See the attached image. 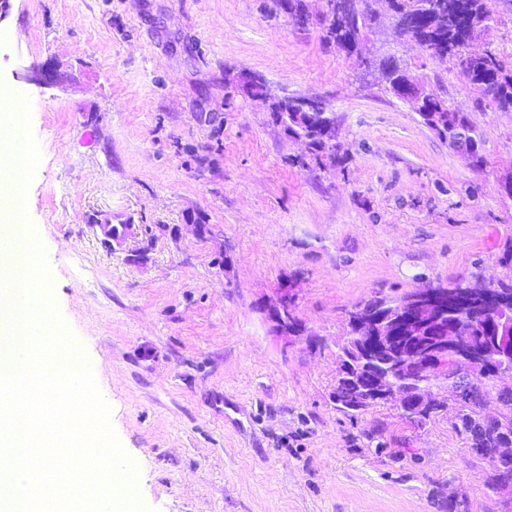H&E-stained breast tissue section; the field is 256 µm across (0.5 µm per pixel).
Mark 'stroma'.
I'll use <instances>...</instances> for the list:
<instances>
[{
    "instance_id": "obj_1",
    "label": "stroma",
    "mask_w": 512,
    "mask_h": 512,
    "mask_svg": "<svg viewBox=\"0 0 512 512\" xmlns=\"http://www.w3.org/2000/svg\"><path fill=\"white\" fill-rule=\"evenodd\" d=\"M484 2L473 49L511 58L512 0ZM0 32V84L37 101L26 213L52 300L147 512H512L448 414L353 420L333 400L356 305L512 277V112L392 22L365 41L440 79L484 136L474 167L273 0H12ZM46 64L62 83L26 80ZM254 75L329 101L345 169L285 165L303 144L228 85ZM105 208L135 218L121 250L94 235ZM285 283L299 336L268 316Z\"/></svg>"
}]
</instances>
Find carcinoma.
<instances>
[{
	"label": "carcinoma",
	"instance_id": "1",
	"mask_svg": "<svg viewBox=\"0 0 512 512\" xmlns=\"http://www.w3.org/2000/svg\"><path fill=\"white\" fill-rule=\"evenodd\" d=\"M278 6L288 4V15L291 18H306L311 24L320 27L322 39L327 44L336 46L349 57L355 58L361 68L372 66V60L358 54V44L370 33L380 27L381 20L377 13L365 9L358 14L346 18L330 17L327 7L333 0H323L325 6L319 13L311 15L306 10L304 0H276ZM391 18L400 26L403 34L411 37L431 57L441 64H449L467 74L470 81L491 91L489 102L500 112H512V61L499 56L492 50L482 54L466 51V46L491 29L492 18L487 13L483 0H389ZM378 83L395 98L407 103L421 119L422 123L433 130L439 137L451 140L454 128L466 127L472 133L470 138L471 154L474 165L484 163V139L468 117L447 104L443 90L432 92L420 102L405 86L415 73L402 60L392 56L388 61H379L377 66ZM291 126L288 127V138L300 139L307 144V156L295 160L285 158V163L305 168L314 162L319 166L327 164L343 168L347 157L342 155L336 145L328 144L330 135L326 132L327 125L336 122V116L330 112L320 119H308L298 114V109ZM471 288H495L501 294L512 296V280L497 283H486L477 275L452 283L457 288L461 284ZM405 296L376 297L364 304V311L375 310L379 313L391 314L400 309ZM499 317L505 319L509 326L502 329L500 323L488 317L473 326L472 336L479 346L488 365L487 375L474 383L469 392L468 400L452 410L450 425L453 432L472 449L478 459L488 460L494 467V479H512V457H496L495 448H512V387L505 386L498 392L502 413L495 425H480L485 418L483 413L489 387L495 380L512 379V355L503 349L500 337L512 332V309L502 310ZM427 344L400 338L393 343L389 359L409 353L415 349L423 351ZM438 385V379L428 375L413 374L405 379L404 386L408 390H428ZM336 409L354 419L358 415L374 407L364 402L350 391L334 396ZM444 410V406L433 402L426 407H404L402 415L417 424H424L432 415Z\"/></svg>",
	"mask_w": 512,
	"mask_h": 512
}]
</instances>
